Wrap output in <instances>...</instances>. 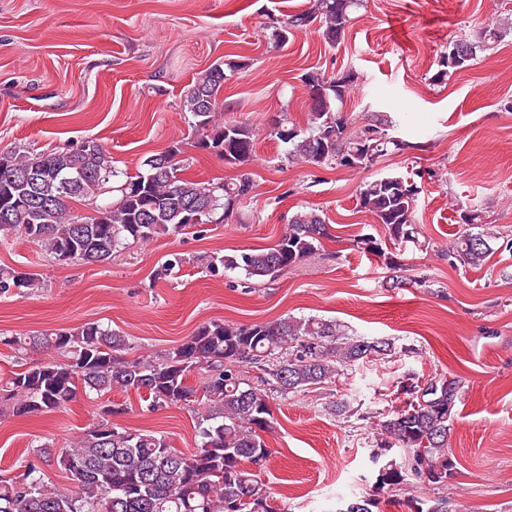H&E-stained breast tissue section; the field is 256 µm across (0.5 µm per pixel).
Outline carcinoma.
I'll use <instances>...</instances> for the list:
<instances>
[{"label":"carcinoma","mask_w":512,"mask_h":512,"mask_svg":"<svg viewBox=\"0 0 512 512\" xmlns=\"http://www.w3.org/2000/svg\"><path fill=\"white\" fill-rule=\"evenodd\" d=\"M362 0H313L309 10L291 15L273 27L271 38L286 45L298 30L319 23L326 43H341ZM512 35V22L493 21L473 40L455 38L437 62L431 76L445 84L454 73L475 60L477 53L495 48ZM245 62L228 58L206 69L189 88L186 104L198 133L195 147L212 152L239 170L220 183L201 182L184 175L183 142L173 141L148 157L144 169L116 186L117 202L98 209L99 222L72 211L70 201L94 197L120 172L112 157L95 140L62 152L33 154L13 148L0 151V198L10 194L21 211L0 208V236L20 233L59 262L63 252L71 262L103 264L119 248L147 244L168 232L193 227L188 213L201 223H222L238 210L253 190L247 167L253 161L255 133L241 122L220 123L219 99L228 73ZM301 81L318 105L309 106L305 126L282 118L288 135L268 136L287 145V159L315 168H367L392 152L402 150L389 134L393 122L381 112L369 111L360 121L351 119L343 105L358 83L347 70L328 76L305 73ZM418 186L391 175L360 186L358 204L383 226L385 237L401 246L423 247L414 221ZM462 229L449 241L445 255L458 269L482 267L494 252L499 232L486 226L482 211L460 213ZM327 235L320 215L295 213L287 231L268 249H245L222 257L224 270L236 269L248 278L274 279L317 253ZM362 251L384 257L387 267L402 270L400 254L386 253L370 235L356 240ZM40 286L39 274L7 267L0 269V293H29ZM4 344L20 354L50 349L58 354L37 366L14 372L4 388L12 413L22 416L60 409L75 399L102 396L114 389L146 396L149 407L190 402L199 396L206 414L200 441L191 453L172 448L152 432H131L112 422L124 413L107 408L74 444L59 452L45 445L33 450L35 460L24 465L20 477L0 480V512H280L272 505L262 469L271 448L262 434L272 428V415L261 389L246 379L248 370L262 372L260 380L282 395L304 392L326 384L339 372L370 357L389 355L392 343L352 335L349 327L318 317H284L243 325L213 321L162 355L128 360L121 356L126 341L120 333L88 322L79 327L32 336H11ZM202 376L201 389L188 384L190 375ZM405 406L380 420L388 440L373 454L379 464L376 483L398 486L408 477L423 478L437 489L448 484L453 464L448 437L459 394L454 379L434 376L408 382ZM405 448L399 463L383 459V452ZM56 462L70 475L75 490L60 491L45 484L41 463ZM414 512H448V499L438 496L415 500Z\"/></svg>","instance_id":"cac0c4a2"}]
</instances>
